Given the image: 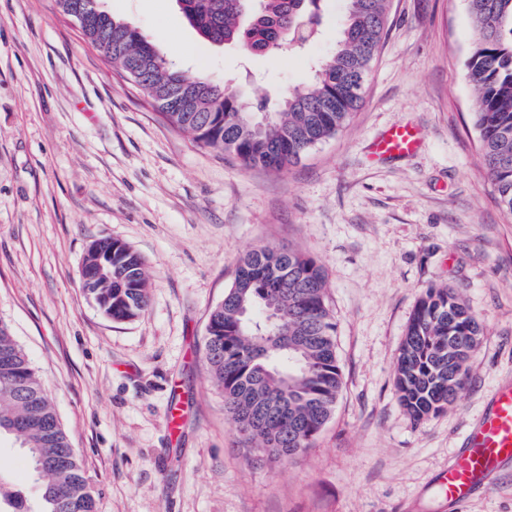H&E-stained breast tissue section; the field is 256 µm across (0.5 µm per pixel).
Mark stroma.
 Masks as SVG:
<instances>
[{
	"instance_id": "stroma-1",
	"label": "stroma",
	"mask_w": 512,
	"mask_h": 512,
	"mask_svg": "<svg viewBox=\"0 0 512 512\" xmlns=\"http://www.w3.org/2000/svg\"><path fill=\"white\" fill-rule=\"evenodd\" d=\"M99 7L187 77L270 106L311 80L345 14L344 0H324L315 41L265 55L207 43L176 0ZM471 50L464 0H390L363 106L276 172L170 127L56 0H0V322L40 373L97 512H512L511 469L463 503L433 488L495 385L512 381V218L478 155ZM404 124L421 128L419 150L371 158L373 140ZM102 238L131 246L150 274L134 321L107 318L79 286ZM262 245L323 265L344 379L290 462L246 451L203 361L211 309ZM431 287L457 289L483 333L458 401L417 425L394 372Z\"/></svg>"
}]
</instances>
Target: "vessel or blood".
I'll return each instance as SVG.
<instances>
[{
	"mask_svg": "<svg viewBox=\"0 0 512 512\" xmlns=\"http://www.w3.org/2000/svg\"><path fill=\"white\" fill-rule=\"evenodd\" d=\"M421 142V133L411 125L394 126L374 143L377 157L413 154ZM512 464V383L499 384L488 407L464 437L436 480V491L444 499L459 503L487 488L498 472Z\"/></svg>",
	"mask_w": 512,
	"mask_h": 512,
	"instance_id": "vessel-or-blood-1",
	"label": "vessel or blood"
}]
</instances>
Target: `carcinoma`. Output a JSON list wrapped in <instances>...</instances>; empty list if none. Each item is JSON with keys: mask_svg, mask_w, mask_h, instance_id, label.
Masks as SVG:
<instances>
[{"mask_svg": "<svg viewBox=\"0 0 512 512\" xmlns=\"http://www.w3.org/2000/svg\"><path fill=\"white\" fill-rule=\"evenodd\" d=\"M187 21L211 44L248 54L306 46L319 35L320 0H177ZM336 48L314 69L313 81L290 89L275 112L206 77L189 79L167 65L136 28L100 10L97 0H57L66 16L80 12L85 41L137 86L166 122L247 167L282 171L335 135L364 102V85L384 36L389 0H346ZM475 41L464 64L474 96L473 125L497 203L512 217V0H466ZM149 275L127 244L112 242V276L85 295L117 322L148 306ZM327 279L313 257L258 246L240 258L224 300L211 311L203 359L224 410L252 450L291 461L312 447L331 418L342 388L336 324L326 301ZM482 326L460 293L431 288L419 299L402 341L394 385L416 423L455 404ZM288 409L258 422L260 403ZM25 448L41 481L33 511L20 485L0 464V512H96V500L43 382L0 324V437Z\"/></svg>", "mask_w": 512, "mask_h": 512, "instance_id": "obj_1", "label": "carcinoma"}]
</instances>
